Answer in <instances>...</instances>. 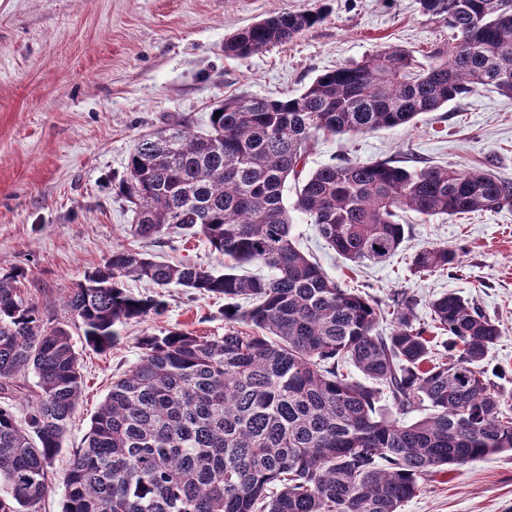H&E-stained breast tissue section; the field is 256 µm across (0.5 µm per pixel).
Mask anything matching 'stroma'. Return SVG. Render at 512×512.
Instances as JSON below:
<instances>
[{
	"label": "stroma",
	"instance_id": "stroma-1",
	"mask_svg": "<svg viewBox=\"0 0 512 512\" xmlns=\"http://www.w3.org/2000/svg\"><path fill=\"white\" fill-rule=\"evenodd\" d=\"M299 10L322 11L324 19L292 43L225 56L224 41L238 29ZM447 41V27L424 14L418 0H0V273L24 268L30 296L52 307L115 249L223 271V256L203 237L132 236V214L117 186L139 136L174 114L203 132L212 107L226 97H291L316 76L385 47H402L423 62ZM343 158L489 168L512 180V97L478 91L398 128L318 139L306 167ZM401 221L399 251L354 269L308 216L294 214L291 235L329 277L380 304L402 291L414 296L420 321H428V303L441 293L473 300L503 332L485 363L512 389V208L427 222L405 212ZM427 246L455 249L458 267L413 273V254ZM164 295L163 314L121 327L106 352L74 333L84 390L54 474L81 446L113 379L136 364L137 336L172 327L223 336V298L174 286ZM402 512H512V453L433 473Z\"/></svg>",
	"mask_w": 512,
	"mask_h": 512
}]
</instances>
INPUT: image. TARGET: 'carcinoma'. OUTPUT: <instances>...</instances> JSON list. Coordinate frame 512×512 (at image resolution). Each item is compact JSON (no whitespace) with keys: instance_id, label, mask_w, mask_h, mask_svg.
Segmentation results:
<instances>
[{"instance_id":"1","label":"carcinoma","mask_w":512,"mask_h":512,"mask_svg":"<svg viewBox=\"0 0 512 512\" xmlns=\"http://www.w3.org/2000/svg\"><path fill=\"white\" fill-rule=\"evenodd\" d=\"M419 4L452 31L426 65L387 47L293 97H228L205 133L180 116L139 138L119 182L133 235H201L224 272L114 250L57 309L25 294V269L0 273V393L22 392L30 377L38 388L24 395L21 423L0 406V512H41L54 490L48 467L84 386L70 328L103 352L118 327L164 311L161 294L134 296L127 279L224 296V337L173 328L137 338L139 362L112 381L72 452L62 512H400L431 473L512 452V391L484 366L498 323L449 292L421 324L414 297L383 308L290 237L295 210L342 260L377 264L404 241L400 211L431 219L512 206V181L490 170L347 159L302 175L316 138L397 128L481 89L512 96V0ZM320 20L279 13L238 30L224 53H261ZM290 177L301 181L291 210ZM246 263L267 274L236 273ZM457 264L445 246L412 259L418 272ZM432 328L448 336L440 353Z\"/></svg>"}]
</instances>
